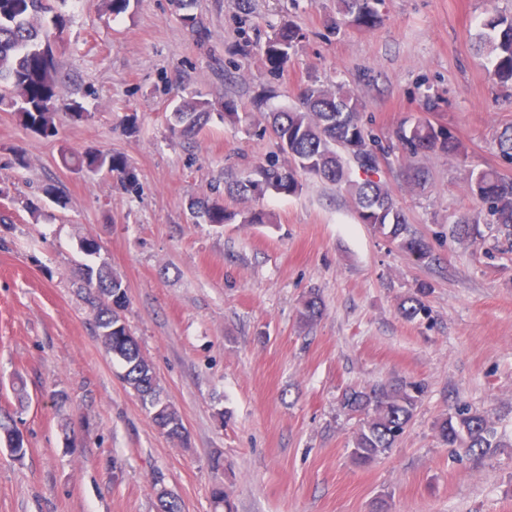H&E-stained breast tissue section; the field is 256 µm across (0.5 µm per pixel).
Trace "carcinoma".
Here are the masks:
<instances>
[{
    "label": "carcinoma",
    "mask_w": 512,
    "mask_h": 512,
    "mask_svg": "<svg viewBox=\"0 0 512 512\" xmlns=\"http://www.w3.org/2000/svg\"><path fill=\"white\" fill-rule=\"evenodd\" d=\"M382 0H336L341 23L357 28H372L379 20ZM67 24L65 16L53 10L48 0H0V105L14 112L23 128L48 138L57 134L59 114L82 116V106L60 99L57 92L58 64L52 43ZM490 31L484 40L492 81L512 86V15L493 14L483 23ZM303 38L300 30L287 26L266 41L262 57L274 71L284 68L289 51ZM210 103L184 99L171 113L172 131L193 136L208 121ZM361 101L341 84H307L300 88L298 105L263 116L262 132L270 131L277 140L286 163L259 164L243 180L237 191L257 201L268 191L293 194L300 178L314 176L335 184L350 197L361 223L369 224L396 248L419 264L433 261L432 248L424 235L409 224L392 190L381 177L380 160L396 153L403 161L421 156L465 154L461 142L448 128L427 118L405 122L395 133V141L382 144L362 123ZM500 156L512 162V124L505 126L496 140ZM357 163L356 177L347 160ZM63 164L87 173L103 169L117 173L132 184L135 175L126 159L119 155L86 149L62 155ZM468 191L485 207L490 223L464 219L448 227V235L459 244L483 243L490 239L492 249L512 254V178L488 169L471 174ZM201 213L210 224H226L241 216L242 224H267L270 216L252 207L240 213L229 212L217 200L201 202ZM81 289L93 309L95 335L122 367L121 379L142 402L156 428L172 441L188 442V431L180 412L163 396L153 365L144 358L139 343L124 317L128 307L126 286L121 277L105 264L85 266ZM431 286L419 283L416 291L400 303V313L413 320L426 313L425 298ZM323 316L322 300L311 293L303 302L301 318L313 323ZM424 392L422 384L400 380L395 383L347 387L340 406L348 415H358L359 427L352 438L351 462L359 467L375 463L396 447L406 432ZM440 441L450 448L482 458L496 448L505 447L498 436L496 420L487 411L463 406L448 413L436 427ZM0 443L16 456L26 453L24 437L16 420L0 414ZM159 512H183L175 494L156 489Z\"/></svg>",
    "instance_id": "cac0c4a2"
}]
</instances>
